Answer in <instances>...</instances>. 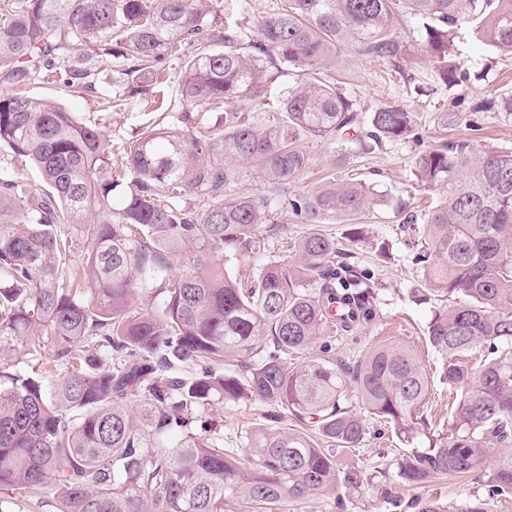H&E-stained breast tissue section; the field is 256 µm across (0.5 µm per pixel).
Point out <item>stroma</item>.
Here are the masks:
<instances>
[{
  "label": "stroma",
  "mask_w": 512,
  "mask_h": 512,
  "mask_svg": "<svg viewBox=\"0 0 512 512\" xmlns=\"http://www.w3.org/2000/svg\"><path fill=\"white\" fill-rule=\"evenodd\" d=\"M279 0H212L211 16L216 20L233 17L240 25L255 28L258 19L274 12ZM408 38L406 51L400 61L401 73H393L385 63L346 54L336 71L347 94L357 105L371 108L382 102L414 103L418 114L419 139L396 140L385 143L382 150L351 160L348 168L337 170V178L348 173L374 182L390 203L411 202L408 190L411 164L420 147L433 144L442 134L470 139L482 149L512 151V115L503 112L470 113L472 101L490 94L512 93V56L502 54L477 42L469 29H462L465 41L460 58L470 80L464 85L449 88L428 77L426 56L421 46V23L408 18L405 23ZM197 52L196 47L183 45L179 59L168 61L164 71L165 101L156 105L145 95L127 102L121 108L107 111L102 98L119 90L122 66L92 70L85 84L66 86L57 78L40 74L30 75L20 86L26 95L53 101L69 111L79 113L88 123L96 125L112 144V159L120 161L130 141L141 126H154L162 120L163 112H178L183 107L180 84L183 69ZM461 113L460 122L441 128L437 117L443 112ZM308 167L289 179L284 188L285 198L269 212L270 222L281 230L273 237L268 258H291V243L304 235L308 227L287 213L289 196L311 189L329 170L330 159L322 144L308 139ZM369 233L363 242L350 245L352 229L348 221L322 225L323 233L334 237L343 251V259L358 268H367L379 284L376 316L351 336H318L306 351L309 359L320 357L323 346H331L336 358L346 362L357 360L377 344L406 343L413 346L430 382L424 415L433 428H441L456 407L454 396L448 392L437 373L440 357L426 342V327L433 302L415 301L412 291L417 288L423 270L414 257L420 250L422 223L402 224L394 218L366 217ZM387 244L389 255L379 258L377 247ZM267 409L258 402L224 404L212 402L193 415V429L209 427L222 437L225 447H239L244 434L251 428L268 424ZM403 445L393 428L374 419H367L366 434L359 448L340 454L341 470L357 471L361 477L355 491L337 490L303 501H288L268 507L267 512H414L416 498H438L454 507H462L483 492L478 473L465 476H443L424 487L416 488L395 481L396 460ZM394 479L393 498L379 491L382 476Z\"/></svg>",
  "instance_id": "stroma-1"
}]
</instances>
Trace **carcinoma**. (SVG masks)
Here are the masks:
<instances>
[{
	"label": "carcinoma",
	"mask_w": 512,
	"mask_h": 512,
	"mask_svg": "<svg viewBox=\"0 0 512 512\" xmlns=\"http://www.w3.org/2000/svg\"><path fill=\"white\" fill-rule=\"evenodd\" d=\"M210 0H21L0 17V79L57 72L61 48L75 77L123 60L127 92L152 94L185 43L186 103L174 127L148 128L112 165L104 133L57 104L0 91V146L39 172L30 189L0 178V489L52 491L57 512H224L354 488L337 453L357 448L363 415L408 445L396 476L423 485L466 475L488 447L506 448L482 474L484 493L458 512H488L512 493V152L466 138L414 158L411 188L438 191L424 213L423 276L414 295L440 302L426 333L440 379L459 393L440 429L421 414L429 379L407 344L372 348L348 366L329 356L292 361L318 335L372 320L377 285L336 261V240L302 235L293 262L262 265L251 282L234 262L268 251L266 212L302 172L301 142H323L336 166L357 147L415 137L408 105L360 109L331 72L346 53L393 64L400 19L422 20L434 81L463 82L453 32L469 24L512 54V0H280L251 34L208 21ZM115 44L98 54L96 44ZM288 66L301 82L272 96ZM279 116L266 123L256 113ZM474 112L512 113V95ZM256 168L267 195L224 190ZM199 198L190 206L187 197ZM288 205L304 224L388 207L358 176L328 178ZM22 216L23 221L16 220ZM194 250L178 269L176 256ZM491 358L474 366L476 346ZM237 358L234 368L224 358ZM21 364L31 370L18 369ZM258 401L270 421L241 447L190 431L197 407ZM417 512H453L418 499Z\"/></svg>",
	"instance_id": "cac0c4a2"
}]
</instances>
